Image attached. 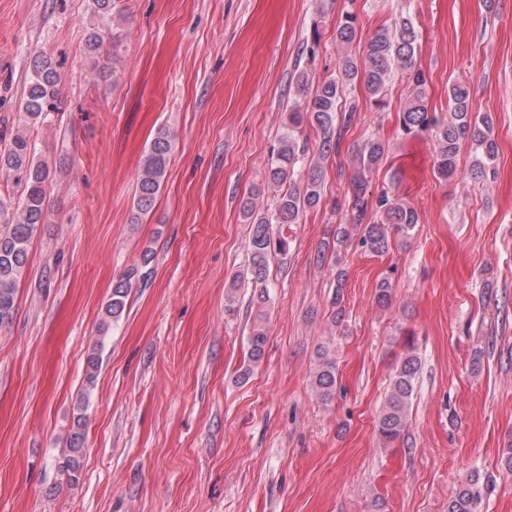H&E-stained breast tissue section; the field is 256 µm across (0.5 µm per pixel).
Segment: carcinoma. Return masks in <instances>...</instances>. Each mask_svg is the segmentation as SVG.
I'll return each instance as SVG.
<instances>
[{
	"instance_id": "carcinoma-1",
	"label": "carcinoma",
	"mask_w": 512,
	"mask_h": 512,
	"mask_svg": "<svg viewBox=\"0 0 512 512\" xmlns=\"http://www.w3.org/2000/svg\"><path fill=\"white\" fill-rule=\"evenodd\" d=\"M336 37L343 46L358 38L357 17L346 12L338 25ZM417 31L411 17L403 14L378 28L364 44L362 54L348 52L341 56L336 77L317 87L314 94L305 96L302 104L288 113L287 132L280 140L267 170V184L275 188L271 211L263 209L258 195L242 204L243 216L249 227L246 279L253 284L250 300L254 309L249 328V365L240 374L245 379L251 365L260 362L266 343L265 308L270 300L268 291L269 263L273 256L288 254L291 240L284 229L300 223L304 213L317 207L324 193V174L315 164L300 175L296 171L301 146L297 139L303 117L315 123L322 133L320 156L337 155L342 148V131L353 119L357 106L351 104L338 109L342 92L358 83L369 104L377 109L387 105V92L391 78L399 74L409 87L400 112L401 130L417 136L431 133L434 142L435 173L446 180L456 174L457 158L463 143L475 146L472 164L473 178L483 176L496 156L497 146L492 136L491 116H475L470 111V90L461 83L448 87V118H438L428 110V90L424 73L416 65L418 48ZM31 71L24 95L23 123L31 125L51 112L59 111V74L51 58L38 55L29 62ZM173 150L170 131L159 129L149 143L138 174L134 205L145 215L153 208L167 174ZM387 151V145L374 138L365 141L356 153V172L346 191L347 223L336 227V241L343 242L351 236L359 237L360 247L378 256L386 254L391 244H406L411 238L419 215L415 208L399 198L381 193L375 201L366 196V178L378 167ZM6 170L20 190L21 208L10 219L0 221V326L13 319L17 284L22 278L28 261L30 242L39 224L45 218L48 167L34 160V152L26 131L16 133L5 148L0 150V171ZM137 274L133 268L112 286L99 323V333L107 335L111 326L122 317L126 299ZM345 269L336 270V286L331 297L332 321L343 322L345 308L343 288ZM320 363L314 375V385L319 397L327 401L336 389V362L328 357V350L318 353ZM99 350L88 353L85 368V387L68 433L67 448L62 453L59 471L67 484L79 480L85 455V409L89 390L94 386L99 369ZM420 370V359L410 346L400 357L393 375L385 403L377 418V431L383 444L391 445L405 436L409 427V412L414 395L415 381ZM478 475L471 476L448 501V512H478L479 495L473 485Z\"/></svg>"
}]
</instances>
